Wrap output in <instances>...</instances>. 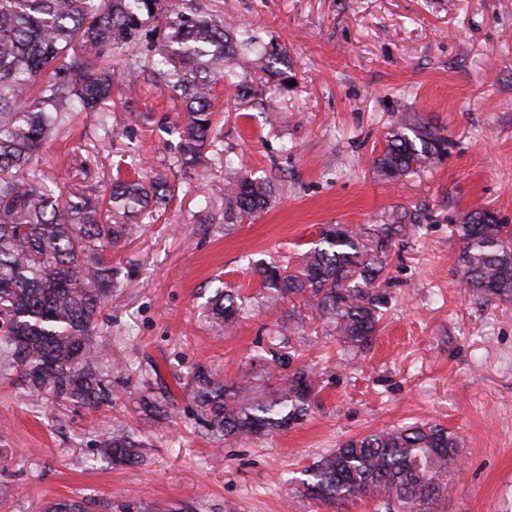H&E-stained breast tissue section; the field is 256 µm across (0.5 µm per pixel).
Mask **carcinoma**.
Segmentation results:
<instances>
[{"mask_svg":"<svg viewBox=\"0 0 512 512\" xmlns=\"http://www.w3.org/2000/svg\"><path fill=\"white\" fill-rule=\"evenodd\" d=\"M256 37L236 30L220 13L183 11L172 0H0V357L20 373L33 394L93 408L109 398L100 369L128 372L112 352L92 341L116 288L109 252L132 226L168 204L172 186L158 175L117 173L107 196L78 198L22 171L76 112H94L105 134L120 135L109 102L114 85L140 74L138 50L153 46L164 68L159 80L176 92L177 165L200 171L217 138L212 87L226 76L235 49ZM268 71L287 55L259 53ZM438 127L407 118L386 132L375 159L386 180L427 170L448 154ZM273 193L270 182L242 173L225 184L224 216L242 223L260 214ZM412 225L406 216L355 229L336 224L303 256L296 274L270 265L260 271L272 299L300 295L334 326L350 350H366L379 329L382 295L371 285L387 265L394 238ZM452 234L462 243L457 262L466 290L484 301L512 299V226L487 210L464 215ZM370 240V249L363 239ZM232 286L217 293L209 315L227 328L242 317ZM144 409L167 411L168 388L153 389ZM193 399L215 434L226 441L264 437L301 423L315 397L300 368L270 399L248 380L224 381L198 367ZM140 444L119 426L103 435V458L133 464ZM461 441L431 423L350 438L311 468L304 495L317 505H348L371 498L385 512H431L448 492ZM44 512H87L76 499L55 500Z\"/></svg>","mask_w":512,"mask_h":512,"instance_id":"obj_1","label":"carcinoma"}]
</instances>
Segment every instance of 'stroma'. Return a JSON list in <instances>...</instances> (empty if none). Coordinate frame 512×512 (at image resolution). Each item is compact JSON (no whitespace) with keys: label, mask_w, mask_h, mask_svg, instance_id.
I'll use <instances>...</instances> for the list:
<instances>
[{"label":"stroma","mask_w":512,"mask_h":512,"mask_svg":"<svg viewBox=\"0 0 512 512\" xmlns=\"http://www.w3.org/2000/svg\"><path fill=\"white\" fill-rule=\"evenodd\" d=\"M222 10L288 56L274 73L214 91L217 155L240 157L269 178L271 203L254 222L224 219V169L176 165L173 97L152 79L158 58L115 90L112 140L80 113L29 174L102 193L117 170L154 171L174 196L136 225L110 259L118 302L103 311L98 344L114 357L156 361L174 390L167 420L138 405L134 375H112L95 408L31 395L0 362V512H42L58 498L90 512H337L302 496L307 467L343 441L375 430L433 423L464 442L463 468L435 512H512V301L467 295L451 226L489 209L512 225V0H182ZM443 128L447 156L390 183L374 159L401 116ZM210 205L201 207L199 192ZM405 213L413 234L395 241L380 290L379 335L367 351L343 349L302 297L268 307L257 261L296 270L323 225L366 227ZM237 286L244 313L233 330L206 307L220 282ZM261 393L299 367L319 389L306 419L264 439L216 443L187 386L197 366ZM141 439L133 466L100 461L115 425Z\"/></svg>","instance_id":"1"}]
</instances>
